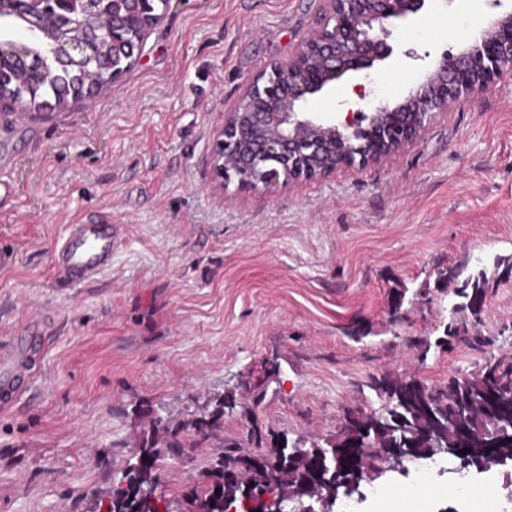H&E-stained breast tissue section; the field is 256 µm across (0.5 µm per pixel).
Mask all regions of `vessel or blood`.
I'll use <instances>...</instances> for the list:
<instances>
[{"mask_svg": "<svg viewBox=\"0 0 512 512\" xmlns=\"http://www.w3.org/2000/svg\"><path fill=\"white\" fill-rule=\"evenodd\" d=\"M124 225L89 223L67 225L51 253L53 270L63 282L80 284L109 271L112 256L126 243ZM45 337L33 330L0 340V407L8 408L37 382Z\"/></svg>", "mask_w": 512, "mask_h": 512, "instance_id": "obj_1", "label": "vessel or blood"}]
</instances>
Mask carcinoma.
Masks as SVG:
<instances>
[{"mask_svg": "<svg viewBox=\"0 0 512 512\" xmlns=\"http://www.w3.org/2000/svg\"><path fill=\"white\" fill-rule=\"evenodd\" d=\"M94 73L79 66H71L53 74L30 99L37 109L62 107L72 98V93L94 83ZM463 269L442 272L438 284L453 288V295L460 302L452 313L468 311L472 316L481 312L485 288L490 277L486 269L461 278ZM463 321L451 319L444 335L435 345L446 348L458 341ZM382 401L379 409L364 413L361 431L355 437L343 430L325 441L336 449V462L322 463L314 448L294 466H288L290 448L278 455L281 436L270 435L265 441L267 463L248 474L241 473L244 455L225 451L215 461L212 481L191 493V512H225V491L236 495L235 505H240L244 491L267 480H280L284 490L298 491L318 485L334 497H350L360 482L381 472L382 465L393 459L391 449L407 448L412 458H431L433 448H468L465 465L484 470L485 460L494 456L500 462L512 460V352L493 354L476 373L452 376L442 384H428L408 376L373 377L369 383ZM236 403L226 400L212 413L200 416L193 428L185 433L174 431L159 440L146 439L139 444L143 458L128 464L112 491L105 498L96 500L92 512H160L159 504L144 500L139 490L158 483L157 469L161 458L158 444L176 454L195 448L221 430L224 415L234 413ZM357 440L369 449L368 463L359 467L351 462L345 448Z\"/></svg>", "mask_w": 512, "mask_h": 512, "instance_id": "obj_1", "label": "carcinoma"}]
</instances>
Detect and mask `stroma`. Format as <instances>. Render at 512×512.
I'll return each instance as SVG.
<instances>
[{
  "instance_id": "obj_1",
  "label": "stroma",
  "mask_w": 512,
  "mask_h": 512,
  "mask_svg": "<svg viewBox=\"0 0 512 512\" xmlns=\"http://www.w3.org/2000/svg\"><path fill=\"white\" fill-rule=\"evenodd\" d=\"M329 0H168L140 59L92 99L0 111V334L46 310L42 375L0 410V512H87L108 495L148 435L153 415L187 425L235 400L217 435L192 456L163 453L159 490L184 504L225 446L257 454L259 435L335 438L351 411L379 408L370 377L431 384L472 373L489 350L442 335L453 294L440 270L512 254V72L435 114L420 137L377 163L269 190L220 187L216 135L246 85L316 35ZM494 16L472 0H424L385 26L391 55L314 98L371 113L395 107L443 53L479 37ZM128 227L112 268L76 288L50 252L66 225ZM476 329L512 347V275L486 289ZM270 376L254 401L244 380ZM364 481L333 512H378L379 492L428 480L444 495L403 512H486L481 489L512 462L480 473L440 454Z\"/></svg>"
}]
</instances>
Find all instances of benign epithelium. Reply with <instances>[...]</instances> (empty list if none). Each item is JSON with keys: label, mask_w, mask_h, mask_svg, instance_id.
I'll return each instance as SVG.
<instances>
[{"label": "benign epithelium", "mask_w": 512, "mask_h": 512, "mask_svg": "<svg viewBox=\"0 0 512 512\" xmlns=\"http://www.w3.org/2000/svg\"><path fill=\"white\" fill-rule=\"evenodd\" d=\"M321 31L302 40L285 64L254 79L218 132L213 166L218 178L266 190L280 179L314 178L357 158L376 163L416 140L437 112L464 95L494 82L512 65V11L491 20L484 35L455 54L444 55L425 83L391 111L388 131L365 122V115L340 125L324 123L300 111L313 96L347 72L371 67L392 49L383 26L389 18L417 12L423 0H331ZM16 23L25 33L54 34L50 52L30 55L27 43L0 34V63L24 76L43 80L52 65L94 63L110 73L107 45L130 50L126 34L148 29L159 20L154 0H0V21ZM379 31H374V25ZM0 109L29 110L16 95L0 97ZM310 504L294 501L277 484L268 483L244 500V512H332V495H311Z\"/></svg>", "instance_id": "benign-epithelium-1"}]
</instances>
